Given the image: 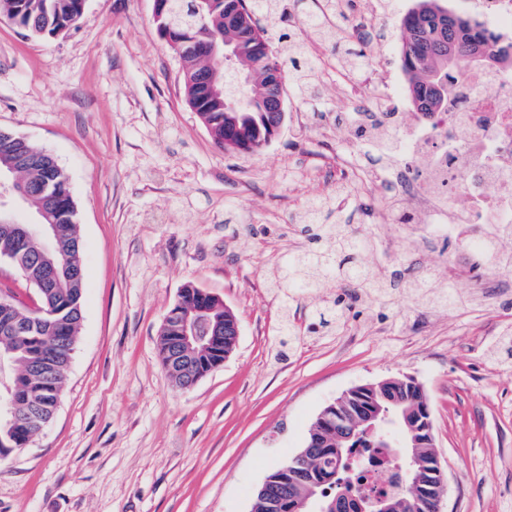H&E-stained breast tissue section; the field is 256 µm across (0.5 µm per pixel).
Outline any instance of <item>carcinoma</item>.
Listing matches in <instances>:
<instances>
[{"mask_svg":"<svg viewBox=\"0 0 512 512\" xmlns=\"http://www.w3.org/2000/svg\"><path fill=\"white\" fill-rule=\"evenodd\" d=\"M237 1L245 5L246 16L227 19L218 0H171L172 19L176 28L193 30L199 40L215 41L219 53L223 44H233L238 50L235 59L257 75L250 84L255 93L230 103L222 95L212 96L197 82L198 76L209 70L212 64L208 54L190 51L181 56L186 100L191 107L200 106L199 116L206 129L236 143L243 152H253L266 143L269 125L281 120L280 113L273 111L267 95L271 94L269 85L276 74L285 68L286 59L280 54L265 51L258 36L264 32L259 26V17L265 11H274L278 7L277 0H230V3ZM83 6L84 0H0V16L33 36L52 37L61 27L75 25L82 15ZM400 36L403 67L410 75L408 93L426 112L448 111V94L455 90L459 78V73L448 67V45H457L459 54L463 55L472 45L483 48L490 42H497V36L480 23L448 13L440 0H418L416 7L403 18ZM22 153L28 156V161L20 178L34 189L28 196L27 207L32 211L39 210L43 198L36 189L46 182L51 183L59 197L57 224L63 242L67 244L64 255L60 257L59 268L80 266L81 245L72 243L77 209L66 172L45 150L0 131V170L7 171L16 166ZM326 233L334 240L335 251L299 257L288 271V287H315L314 278L297 276V271L303 267L349 279L363 288L373 287L369 270L360 265L362 253L368 247L367 241L331 225L326 228ZM38 249L39 244L35 241L21 244L0 235L1 254L13 253L29 261ZM83 295L84 282L73 283L65 279L59 287L49 289L44 295L45 306L58 312L55 320L64 336H75L79 332ZM29 323L30 317L24 306L0 296V328H22ZM16 357L24 361L39 358L47 363V379L30 385L25 378L19 377L13 380L12 385L23 384L19 393V402L23 406L49 408L55 392L62 388L69 366L67 348L56 344L49 333L33 335L19 348ZM188 359L197 369L207 372L223 365L224 355L215 351L202 355L191 353ZM381 393L380 388L351 392L341 401L339 411L345 419L351 420L361 409L383 402ZM306 443L317 445L323 452L312 458L315 485H299L294 488L295 494H318L329 512H377L372 506L362 511L355 501L362 494V476L353 452L356 448H388L396 452L391 430L362 435L339 445L336 436L325 433L322 424L315 421L310 426ZM409 453L417 461L415 469L425 470L434 457L433 442L424 434L420 436V444L409 449ZM292 461L293 458L289 457L269 471L271 492H276L290 480ZM396 480L400 485L397 493L373 497L371 501L387 502L389 512H421L413 502L411 481L406 473L399 472Z\"/></svg>","mask_w":512,"mask_h":512,"instance_id":"carcinoma-1","label":"carcinoma"}]
</instances>
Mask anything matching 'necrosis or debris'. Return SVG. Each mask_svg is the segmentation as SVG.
Segmentation results:
<instances>
[{"instance_id":"4bbe7bcc","label":"necrosis or debris","mask_w":512,"mask_h":512,"mask_svg":"<svg viewBox=\"0 0 512 512\" xmlns=\"http://www.w3.org/2000/svg\"><path fill=\"white\" fill-rule=\"evenodd\" d=\"M460 106L445 112H386L382 119L403 153L422 161L420 175L401 169L388 193L393 208L413 218L430 211L448 216L450 237L478 253L487 225H500L496 243L512 241V66L472 67L463 78ZM499 198L498 208L475 210V195ZM365 488L395 492L388 449L359 451Z\"/></svg>"}]
</instances>
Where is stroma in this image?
Here are the masks:
<instances>
[{"instance_id":"35a3bbf8","label":"stroma","mask_w":512,"mask_h":512,"mask_svg":"<svg viewBox=\"0 0 512 512\" xmlns=\"http://www.w3.org/2000/svg\"><path fill=\"white\" fill-rule=\"evenodd\" d=\"M415 0H375L386 66ZM152 0H85L76 27L37 38L0 18V130L49 151L77 208L83 320L57 412L0 461V512H251L271 467L303 447L347 390L412 376L432 412L446 475L442 512H512V359L489 352L512 332V299L473 289L489 276L460 242L420 240L377 184V215L348 232L384 298L333 278L292 290L279 274L308 248L299 221L353 172L379 165L337 114L384 90L354 76L335 42L303 35L314 95L284 75L279 135L253 153L217 146L183 89L182 64L152 22ZM452 287L450 306L411 289L418 264ZM219 296L240 323L224 364L180 389L159 355L163 318L185 282ZM340 303L327 327L319 308Z\"/></svg>"}]
</instances>
